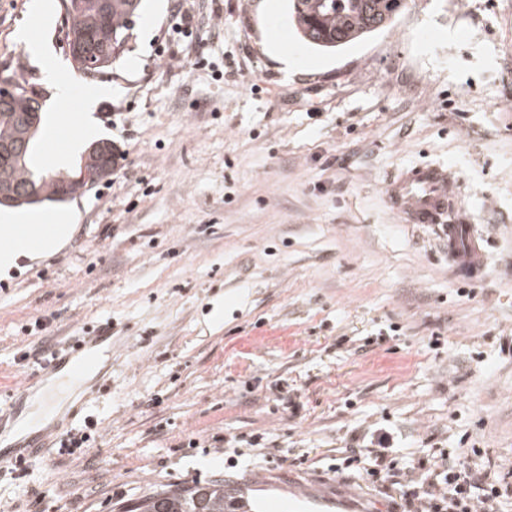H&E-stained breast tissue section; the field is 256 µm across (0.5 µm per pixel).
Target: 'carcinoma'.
Returning <instances> with one entry per match:
<instances>
[{"mask_svg": "<svg viewBox=\"0 0 512 512\" xmlns=\"http://www.w3.org/2000/svg\"><path fill=\"white\" fill-rule=\"evenodd\" d=\"M288 11L299 38L322 52L363 40L390 27L401 7V0H288ZM67 21L66 42L71 45L84 34L107 23L105 40L112 41V52L90 59L76 70L85 78L104 74L128 50L133 37V17L141 11L142 0H107L101 14L99 0H59ZM23 90L20 97L0 109V142H8L17 132L19 118L30 113L41 119L40 95L26 81L6 79ZM129 512H252L245 493L215 481L191 488L175 487L156 491L140 500Z\"/></svg>", "mask_w": 512, "mask_h": 512, "instance_id": "cac0c4a2", "label": "carcinoma"}]
</instances>
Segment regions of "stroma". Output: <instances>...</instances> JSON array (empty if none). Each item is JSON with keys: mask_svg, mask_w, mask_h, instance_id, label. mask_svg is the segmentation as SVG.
<instances>
[{"mask_svg": "<svg viewBox=\"0 0 512 512\" xmlns=\"http://www.w3.org/2000/svg\"><path fill=\"white\" fill-rule=\"evenodd\" d=\"M47 3L41 23L34 0H0V79L44 97L33 165L78 168L67 149L88 115L116 163L81 198L40 204L69 214V236L0 275V395L72 337L108 327L112 344L57 406L52 376L32 420L0 432V448L60 419L97 432L24 477L0 468V512H129L224 479L254 503L393 512L329 468L383 424L400 460L471 435L512 483V0H404L392 28L332 54L292 35L286 0H216V39L145 0L129 52L93 81ZM415 163L454 172L457 219L486 238L478 277L388 208L386 180Z\"/></svg>", "mask_w": 512, "mask_h": 512, "instance_id": "obj_1", "label": "stroma"}]
</instances>
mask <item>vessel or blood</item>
<instances>
[{
  "instance_id": "b4317fda",
  "label": "vessel or blood",
  "mask_w": 512,
  "mask_h": 512,
  "mask_svg": "<svg viewBox=\"0 0 512 512\" xmlns=\"http://www.w3.org/2000/svg\"><path fill=\"white\" fill-rule=\"evenodd\" d=\"M456 181L453 172L443 165L416 164L404 168L385 186L388 207L406 224L427 226L436 230L448 250L449 262L469 275L481 272L485 263V241L473 225L450 223L456 200ZM105 340L104 334L93 333L75 338L70 352L41 360L35 377H42L71 367L73 373L83 372L94 361V349ZM60 425L40 429L25 437L11 451L0 449V463H18L46 454L54 445L53 435Z\"/></svg>"
}]
</instances>
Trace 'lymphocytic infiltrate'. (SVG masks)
Returning <instances> with one entry per match:
<instances>
[{
	"label": "lymphocytic infiltrate",
	"instance_id": "f902f5d3",
	"mask_svg": "<svg viewBox=\"0 0 512 512\" xmlns=\"http://www.w3.org/2000/svg\"><path fill=\"white\" fill-rule=\"evenodd\" d=\"M393 444L391 432L376 429L364 434L361 444L342 450L331 469L357 468L370 486L391 491L403 512H504L512 499V485L492 471L488 449L432 448L400 463Z\"/></svg>",
	"mask_w": 512,
	"mask_h": 512
}]
</instances>
